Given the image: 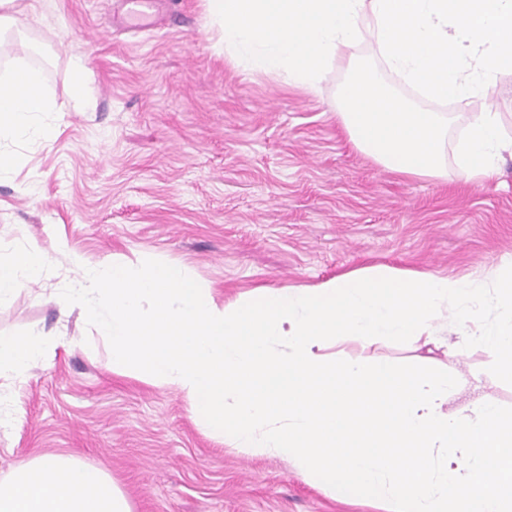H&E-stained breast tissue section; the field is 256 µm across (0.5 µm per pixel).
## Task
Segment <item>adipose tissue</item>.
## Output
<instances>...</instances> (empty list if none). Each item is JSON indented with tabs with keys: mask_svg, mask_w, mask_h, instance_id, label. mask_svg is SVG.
<instances>
[{
	"mask_svg": "<svg viewBox=\"0 0 512 512\" xmlns=\"http://www.w3.org/2000/svg\"><path fill=\"white\" fill-rule=\"evenodd\" d=\"M345 105L339 120L353 146L385 170L408 178L442 175L448 119L440 112L413 107L393 94L371 88L362 78L348 79L339 91ZM38 70L19 67L0 73V135L35 129L38 113L50 111ZM503 137L494 112L472 115L455 150L458 170L471 179L497 169ZM40 250H17L0 258V306L27 281L39 278ZM55 347L47 336H0V377H19ZM0 512H133L118 482L103 469L64 455L34 459L0 480Z\"/></svg>",
	"mask_w": 512,
	"mask_h": 512,
	"instance_id": "ef3b65f1",
	"label": "adipose tissue"
}]
</instances>
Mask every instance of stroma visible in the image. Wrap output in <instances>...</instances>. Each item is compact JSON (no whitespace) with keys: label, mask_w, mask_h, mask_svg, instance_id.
I'll use <instances>...</instances> for the list:
<instances>
[{"label":"stroma","mask_w":512,"mask_h":512,"mask_svg":"<svg viewBox=\"0 0 512 512\" xmlns=\"http://www.w3.org/2000/svg\"><path fill=\"white\" fill-rule=\"evenodd\" d=\"M0 42V71L39 69L52 109L43 134L0 138V254L37 248L38 281L0 306V336L60 339L23 379L0 378V479L47 454L80 457L127 491L134 512H386L323 492L279 457L250 456L210 434L181 394L112 371L110 346L60 298L92 262L182 265L217 303L257 287L313 286L376 265L481 280L512 256V150L471 180L454 161L472 113L498 112L512 139V75L465 103L425 99L382 60L373 38L334 62L316 89L249 69L225 52L204 0H160L126 27L113 0H30ZM84 59L93 106L74 107L69 61ZM417 107L454 115L444 178L380 168L336 119L353 74ZM327 353L394 363L413 350L341 336ZM435 365L460 373L448 408L512 386L478 347Z\"/></svg>","instance_id":"obj_1"}]
</instances>
